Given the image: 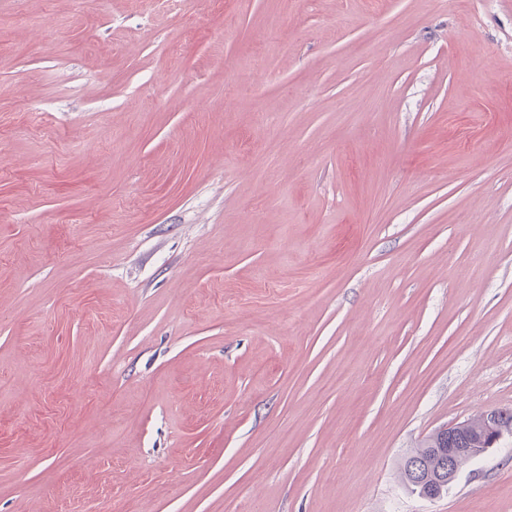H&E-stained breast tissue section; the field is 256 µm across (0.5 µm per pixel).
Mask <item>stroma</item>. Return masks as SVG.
Returning <instances> with one entry per match:
<instances>
[{
    "label": "stroma",
    "mask_w": 512,
    "mask_h": 512,
    "mask_svg": "<svg viewBox=\"0 0 512 512\" xmlns=\"http://www.w3.org/2000/svg\"><path fill=\"white\" fill-rule=\"evenodd\" d=\"M512 0H0V512H512ZM484 419L482 430L480 415L475 417L472 426L455 437L453 448H448V437L460 432L469 424L468 421L443 426L436 433L448 434L447 438L433 433L418 448H414L408 455L405 468L401 472L405 485L412 492L425 498H429L440 488L443 489V493H446L458 476L459 471L456 466L458 457L469 456L471 460H474L502 441L512 439V432L504 430L494 414H490V411L485 412ZM481 430L482 440L486 439V448L477 452L475 448H482V443L479 442ZM453 460H455V466ZM411 463L415 466L414 469L410 468ZM445 468L448 476L443 480L448 481V484L441 485L437 483V480L439 475H443Z\"/></svg>",
    "instance_id": "35a3bbf8"
}]
</instances>
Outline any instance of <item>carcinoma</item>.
I'll use <instances>...</instances> for the list:
<instances>
[{"label": "carcinoma", "mask_w": 512, "mask_h": 512, "mask_svg": "<svg viewBox=\"0 0 512 512\" xmlns=\"http://www.w3.org/2000/svg\"><path fill=\"white\" fill-rule=\"evenodd\" d=\"M482 430L480 417H475L472 426L455 437L457 448H480ZM448 467V439L432 434L408 455L407 464L401 472L405 485L414 493L429 497L448 486L437 483L438 476Z\"/></svg>", "instance_id": "obj_1"}]
</instances>
